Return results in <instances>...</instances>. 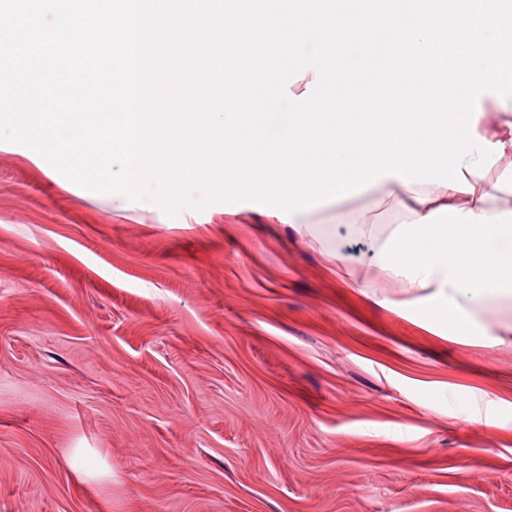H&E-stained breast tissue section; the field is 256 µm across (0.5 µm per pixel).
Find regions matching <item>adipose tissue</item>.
<instances>
[{
  "label": "adipose tissue",
  "mask_w": 512,
  "mask_h": 512,
  "mask_svg": "<svg viewBox=\"0 0 512 512\" xmlns=\"http://www.w3.org/2000/svg\"><path fill=\"white\" fill-rule=\"evenodd\" d=\"M462 193L435 184L378 180L399 221L377 246L368 271L337 263L336 274L360 294L378 300L385 286L400 289L432 323L453 337L485 339L512 334V320L487 325L485 315L512 304V184L469 175Z\"/></svg>",
  "instance_id": "1"
}]
</instances>
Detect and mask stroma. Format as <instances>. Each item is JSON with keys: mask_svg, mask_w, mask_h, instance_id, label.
<instances>
[{"mask_svg": "<svg viewBox=\"0 0 512 512\" xmlns=\"http://www.w3.org/2000/svg\"><path fill=\"white\" fill-rule=\"evenodd\" d=\"M397 219L171 216L0 141V512H512V343L336 275Z\"/></svg>", "mask_w": 512, "mask_h": 512, "instance_id": "obj_1", "label": "stroma"}]
</instances>
